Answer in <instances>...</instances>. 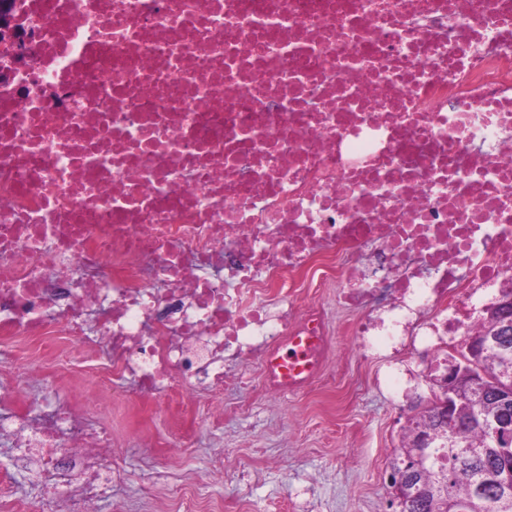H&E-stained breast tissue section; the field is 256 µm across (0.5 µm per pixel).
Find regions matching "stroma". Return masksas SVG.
Segmentation results:
<instances>
[{"instance_id":"stroma-1","label":"stroma","mask_w":512,"mask_h":512,"mask_svg":"<svg viewBox=\"0 0 512 512\" xmlns=\"http://www.w3.org/2000/svg\"><path fill=\"white\" fill-rule=\"evenodd\" d=\"M339 282L321 288L335 350L325 382L271 401L263 390V354L228 361L231 379L219 394L189 382L191 413L176 401H143L136 409L104 396L95 418L112 425L124 469L98 512H178L181 498L211 500L224 512H396L389 462L409 418L439 393L431 361L407 349L364 357L347 334L354 310L337 301ZM104 354L51 337L0 339V411L37 415L96 383L93 365ZM406 372L403 391L385 382L389 370ZM220 421L210 418L214 401ZM8 437L0 438V512H18L41 498V478L18 466ZM244 461L241 474L212 468L222 457Z\"/></svg>"}]
</instances>
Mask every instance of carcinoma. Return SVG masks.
Returning a JSON list of instances; mask_svg holds the SVG:
<instances>
[{"mask_svg":"<svg viewBox=\"0 0 512 512\" xmlns=\"http://www.w3.org/2000/svg\"><path fill=\"white\" fill-rule=\"evenodd\" d=\"M512 294L486 309L479 338L486 340L485 349L474 353L470 344L450 356L459 365L457 374L459 399L455 411L460 419L474 424L450 432L423 411L411 418L410 432L390 462L395 468L413 453L415 434L419 430L438 432L432 456L422 464L417 482L422 493L398 504L399 512H431L437 502L446 512H512V458L499 451L495 423L502 410V396L512 388V328L492 334L491 319Z\"/></svg>","mask_w":512,"mask_h":512,"instance_id":"cac0c4a2","label":"carcinoma"}]
</instances>
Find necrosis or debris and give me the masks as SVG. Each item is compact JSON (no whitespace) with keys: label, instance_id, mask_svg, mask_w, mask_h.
<instances>
[{"label":"necrosis or debris","instance_id":"1","mask_svg":"<svg viewBox=\"0 0 512 512\" xmlns=\"http://www.w3.org/2000/svg\"><path fill=\"white\" fill-rule=\"evenodd\" d=\"M0 335L103 343L100 392L318 384L314 291L369 353L479 332L512 289V0H8ZM94 512L122 457L71 408L10 430Z\"/></svg>","mask_w":512,"mask_h":512}]
</instances>
